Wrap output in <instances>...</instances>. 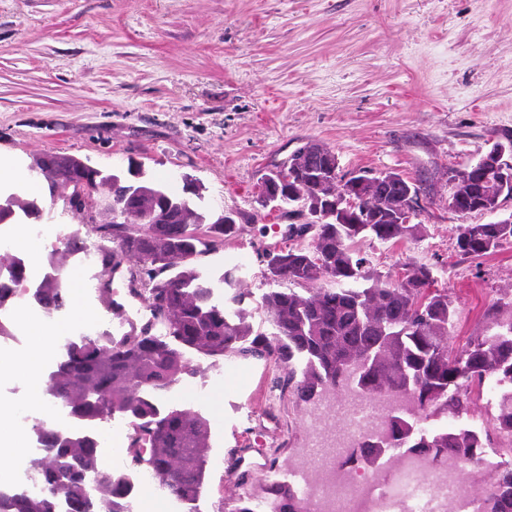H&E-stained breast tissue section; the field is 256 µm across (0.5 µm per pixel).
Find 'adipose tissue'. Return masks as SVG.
I'll use <instances>...</instances> for the list:
<instances>
[{
	"instance_id": "obj_1",
	"label": "adipose tissue",
	"mask_w": 512,
	"mask_h": 512,
	"mask_svg": "<svg viewBox=\"0 0 512 512\" xmlns=\"http://www.w3.org/2000/svg\"><path fill=\"white\" fill-rule=\"evenodd\" d=\"M80 274H71L69 315L59 323L47 325L29 318L20 329L28 339L27 347L12 356L9 373H22L27 384L28 402H39L45 390L42 372L51 360L62 336L75 325L90 319V312L80 301ZM28 455V435L17 428L6 405H0V481L8 480Z\"/></svg>"
}]
</instances>
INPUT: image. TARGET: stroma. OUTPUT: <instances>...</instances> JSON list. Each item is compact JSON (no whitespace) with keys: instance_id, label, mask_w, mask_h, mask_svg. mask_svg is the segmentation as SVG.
<instances>
[{"instance_id":"obj_1","label":"stroma","mask_w":512,"mask_h":512,"mask_svg":"<svg viewBox=\"0 0 512 512\" xmlns=\"http://www.w3.org/2000/svg\"><path fill=\"white\" fill-rule=\"evenodd\" d=\"M512 134V0H0V158L28 174L34 157L74 156L106 171L142 166L182 194L198 185L213 214L233 213L235 237L205 259L245 258L243 288H271L263 251L307 248L264 209L261 179L306 143L334 150L342 172H395L415 183L417 237L364 243L381 272L413 260L432 268L455 306L449 341L481 331L512 292V243L479 259L455 252L460 223L446 174L475 164ZM84 306L118 337L139 300L97 298L100 270L78 264ZM275 366L240 360L183 376L168 404L210 421L208 492L216 512L265 484L237 468L246 448L294 467L307 455L309 403L277 386Z\"/></svg>"}]
</instances>
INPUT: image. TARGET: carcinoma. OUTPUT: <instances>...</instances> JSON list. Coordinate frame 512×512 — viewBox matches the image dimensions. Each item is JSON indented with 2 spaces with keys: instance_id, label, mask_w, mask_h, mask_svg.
Instances as JSON below:
<instances>
[{
  "instance_id": "1",
  "label": "carcinoma",
  "mask_w": 512,
  "mask_h": 512,
  "mask_svg": "<svg viewBox=\"0 0 512 512\" xmlns=\"http://www.w3.org/2000/svg\"><path fill=\"white\" fill-rule=\"evenodd\" d=\"M50 193L71 189L63 198L79 224L60 240V247L41 257L34 274L29 258L0 251V338L15 335L12 311L21 298L47 318L66 308L70 261L88 256V239L108 254L112 270L103 273L128 282L129 292L144 300L150 320L138 332L119 338L102 334L66 340L47 373L45 396L60 408L62 423L28 415L36 452L30 469L39 487H0V512H128L133 472L100 467L98 429L110 420L129 427V463L147 469L162 489L177 500L194 504L205 494L209 450L208 420L199 412L167 407L164 400L184 375L203 361L233 355L262 361L284 372L279 383L297 400L318 402L338 388L356 383L362 393L411 397L410 416L391 409L383 417L381 446L371 436L357 444L367 460L397 458L418 452L430 462L454 459L460 470L481 461L493 436L512 433V391L500 394L490 409L489 427L478 433L465 425L439 430L435 419L448 413L473 415L486 382L512 384V296L499 299L486 314L484 333L455 347L448 342L454 314L448 292L431 289L434 277L425 264L408 262L401 272L383 274L365 240L395 244L413 238L419 225L399 214L391 195L399 191L382 182L372 198L384 206L375 224H289L285 236L312 238V249L292 247L262 254L277 287L257 306L272 331L255 330L245 308L237 266L213 272L201 258L233 237L237 225L229 217L211 218L191 195L171 193L146 176L93 171L80 159L44 154L34 159ZM103 182L115 200L133 212L96 223L97 186ZM293 204L306 195L325 192L306 173L295 172L289 183ZM472 192L508 198L511 188L491 181ZM34 200L0 196V224L29 214ZM512 241V223L461 224L456 251L463 258L490 255ZM301 287L297 291L293 286ZM265 494L280 500L281 512H308L294 490L281 492L275 483ZM483 512H512V461L483 483ZM262 497H240L231 512H261Z\"/></svg>"
}]
</instances>
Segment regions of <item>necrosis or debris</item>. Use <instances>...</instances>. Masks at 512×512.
Returning a JSON list of instances; mask_svg holds the SVG:
<instances>
[{
	"label": "necrosis or debris",
	"instance_id": "necrosis-or-debris-1",
	"mask_svg": "<svg viewBox=\"0 0 512 512\" xmlns=\"http://www.w3.org/2000/svg\"><path fill=\"white\" fill-rule=\"evenodd\" d=\"M387 409L386 401L358 394L319 407L308 422L309 446L318 451L354 447L366 433L380 430ZM295 475L310 512H482L453 461L435 471L409 456L360 476L345 462L331 460L302 464Z\"/></svg>",
	"mask_w": 512,
	"mask_h": 512
}]
</instances>
